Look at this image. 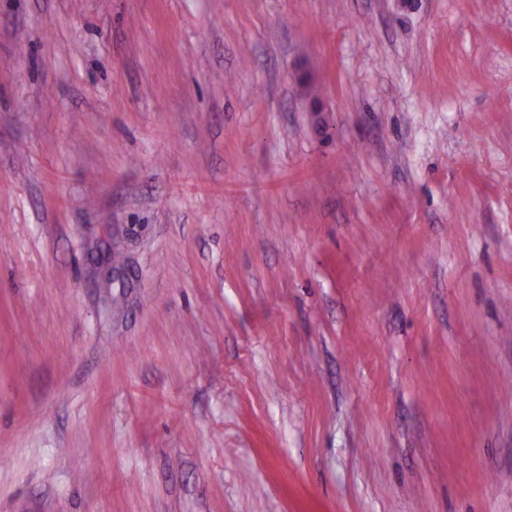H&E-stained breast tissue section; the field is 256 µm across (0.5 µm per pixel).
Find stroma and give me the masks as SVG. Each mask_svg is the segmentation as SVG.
<instances>
[{"instance_id":"35a3bbf8","label":"stroma","mask_w":512,"mask_h":512,"mask_svg":"<svg viewBox=\"0 0 512 512\" xmlns=\"http://www.w3.org/2000/svg\"><path fill=\"white\" fill-rule=\"evenodd\" d=\"M0 512H512V0H0Z\"/></svg>"}]
</instances>
